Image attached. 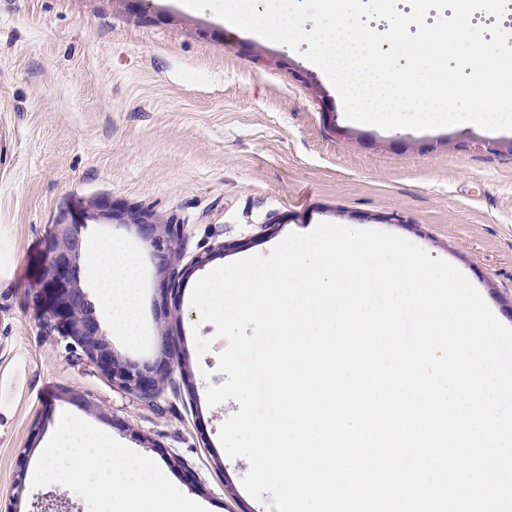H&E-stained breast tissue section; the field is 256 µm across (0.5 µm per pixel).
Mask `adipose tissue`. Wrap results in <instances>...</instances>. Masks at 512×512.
Here are the masks:
<instances>
[{
    "label": "adipose tissue",
    "mask_w": 512,
    "mask_h": 512,
    "mask_svg": "<svg viewBox=\"0 0 512 512\" xmlns=\"http://www.w3.org/2000/svg\"><path fill=\"white\" fill-rule=\"evenodd\" d=\"M183 0L225 24L250 29L300 51L336 84L360 122L399 131L410 125H496L511 122L503 106L512 81L487 74L512 61V0ZM493 56H486L485 48ZM464 98L466 110L451 109ZM81 275L113 334L135 341L142 314L138 254L103 237L86 251ZM34 480L74 484L90 500L109 499L112 512H198L169 495L161 468L115 447L102 428L64 414L42 450Z\"/></svg>",
    "instance_id": "ef3b65f1"
}]
</instances>
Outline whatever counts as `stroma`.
Segmentation results:
<instances>
[{"instance_id":"stroma-1","label":"stroma","mask_w":512,"mask_h":512,"mask_svg":"<svg viewBox=\"0 0 512 512\" xmlns=\"http://www.w3.org/2000/svg\"><path fill=\"white\" fill-rule=\"evenodd\" d=\"M483 140L497 152L473 151ZM181 227L160 272L134 218ZM126 239L145 262L144 333L117 359L170 347L180 364L153 411L47 324L37 280L54 224ZM322 221L402 236L462 271L512 326V125L402 132L355 122L322 71L276 40L181 0H0V512H108L79 487L30 478L70 410L159 463L172 495L208 512H267L218 437L240 409L209 406L227 345L190 297L210 270L268 254ZM207 255L204 264L194 259ZM48 400H39L44 386Z\"/></svg>"}]
</instances>
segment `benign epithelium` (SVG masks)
I'll return each instance as SVG.
<instances>
[{"label": "benign epithelium", "instance_id": "obj_1", "mask_svg": "<svg viewBox=\"0 0 512 512\" xmlns=\"http://www.w3.org/2000/svg\"><path fill=\"white\" fill-rule=\"evenodd\" d=\"M82 223L54 225L50 248L39 279L51 328L71 339L107 380L153 406L162 384L179 366V355L166 350L152 361H118L104 337L94 305L80 281ZM140 237L149 243L151 255L162 270L171 269L181 257V226L138 223Z\"/></svg>", "mask_w": 512, "mask_h": 512}]
</instances>
